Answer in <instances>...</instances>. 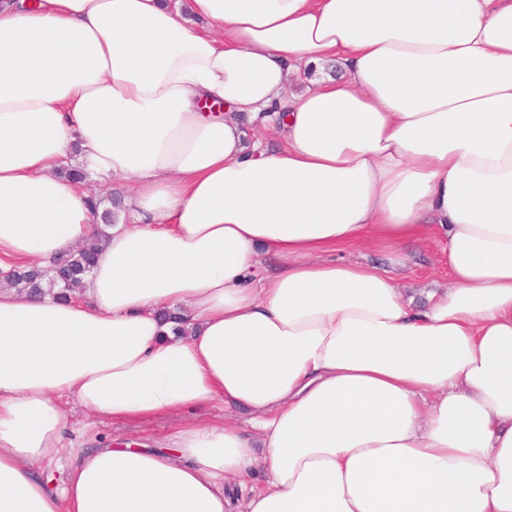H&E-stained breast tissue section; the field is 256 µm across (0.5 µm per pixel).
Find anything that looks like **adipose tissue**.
Here are the masks:
<instances>
[{"label":"adipose tissue","instance_id":"1","mask_svg":"<svg viewBox=\"0 0 512 512\" xmlns=\"http://www.w3.org/2000/svg\"><path fill=\"white\" fill-rule=\"evenodd\" d=\"M71 163L133 192L0 289V512H512V0H0V267L93 237ZM432 237L424 306L334 256ZM114 200L118 199H110L107 204L101 199L91 200L93 213L101 215L100 220L103 223L97 228L93 243L70 254L56 270L53 263L46 267L18 266L14 273V281L25 286L23 290L33 294H53L55 288H62L63 292L58 295L60 299H67V292L83 288V278L91 269L95 251L106 241L108 230L119 219L122 207L113 210ZM179 423L177 418L162 419L141 425H120L104 421L94 429L95 433H101L97 438L101 444H112L115 440L140 443L149 448H165L168 443L169 431ZM97 440L90 442V446L99 445Z\"/></svg>","mask_w":512,"mask_h":512}]
</instances>
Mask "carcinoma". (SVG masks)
Here are the masks:
<instances>
[{"label":"carcinoma","mask_w":512,"mask_h":512,"mask_svg":"<svg viewBox=\"0 0 512 512\" xmlns=\"http://www.w3.org/2000/svg\"><path fill=\"white\" fill-rule=\"evenodd\" d=\"M94 214L100 216L102 226L97 228L96 238L76 252L70 254L63 264L55 268L21 265L16 268L14 281L25 286V290L33 294L54 293L62 289L59 298H67V294L83 287V278L90 271L95 251L106 241L108 230L117 223L121 209L113 208V200L101 199L91 201Z\"/></svg>","instance_id":"cac0c4a2"}]
</instances>
